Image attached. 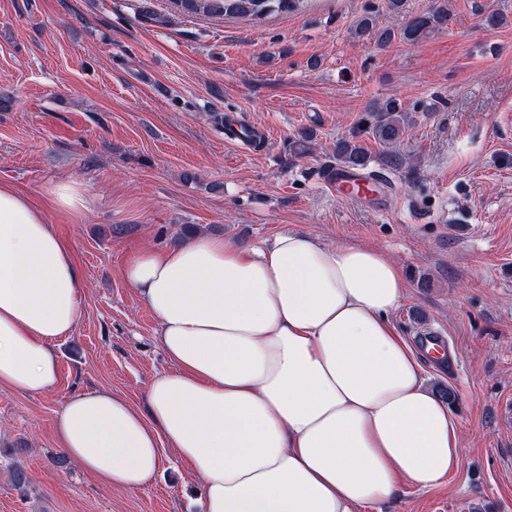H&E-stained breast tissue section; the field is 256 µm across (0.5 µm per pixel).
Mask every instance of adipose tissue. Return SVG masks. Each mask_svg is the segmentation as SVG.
<instances>
[{
    "label": "adipose tissue",
    "mask_w": 512,
    "mask_h": 512,
    "mask_svg": "<svg viewBox=\"0 0 512 512\" xmlns=\"http://www.w3.org/2000/svg\"><path fill=\"white\" fill-rule=\"evenodd\" d=\"M48 213L0 184V387L29 394L56 387L54 343L81 314ZM122 275L171 368L141 408L103 388L67 399L59 445L102 488L145 487L168 451L200 477L203 512H360L447 478L460 423L390 320L405 283L382 250L288 229L249 250L200 234L141 249Z\"/></svg>",
    "instance_id": "ef3b65f1"
}]
</instances>
